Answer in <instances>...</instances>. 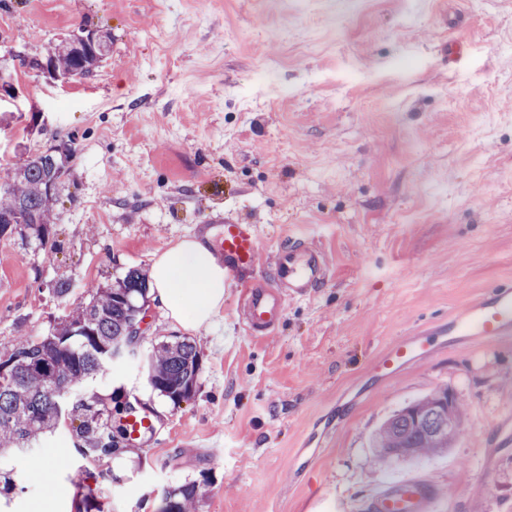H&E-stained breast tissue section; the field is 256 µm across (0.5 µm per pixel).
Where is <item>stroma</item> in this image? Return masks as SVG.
I'll return each mask as SVG.
<instances>
[{
	"label": "stroma",
	"instance_id": "stroma-1",
	"mask_svg": "<svg viewBox=\"0 0 512 512\" xmlns=\"http://www.w3.org/2000/svg\"><path fill=\"white\" fill-rule=\"evenodd\" d=\"M78 29L112 37L92 75L29 68ZM51 146L70 156L57 248L0 240V355L219 216L258 225L263 267L302 239L330 271L264 339L227 294L193 335L181 404L139 360L112 362L93 390L152 406L154 432L84 469L59 428L11 454L0 512H70L84 481L105 512H151L186 483L196 512H348L419 477L438 512H512V341L371 374L398 338L512 282V0H0V177ZM440 388L464 411L454 447L376 463L380 423Z\"/></svg>",
	"mask_w": 512,
	"mask_h": 512
}]
</instances>
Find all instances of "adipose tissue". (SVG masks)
<instances>
[{"mask_svg":"<svg viewBox=\"0 0 512 512\" xmlns=\"http://www.w3.org/2000/svg\"><path fill=\"white\" fill-rule=\"evenodd\" d=\"M150 280L155 300L187 331L209 325L224 303V266L201 238L179 240L155 254Z\"/></svg>","mask_w":512,"mask_h":512,"instance_id":"1","label":"adipose tissue"}]
</instances>
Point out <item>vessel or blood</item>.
Returning <instances> with one entry per match:
<instances>
[{
    "label": "vessel or blood",
    "instance_id": "1",
    "mask_svg": "<svg viewBox=\"0 0 512 512\" xmlns=\"http://www.w3.org/2000/svg\"><path fill=\"white\" fill-rule=\"evenodd\" d=\"M216 245L224 256L225 287L244 288L240 327L250 337L272 335L285 315L287 300L310 296L328 277L324 252L303 240L278 250L269 276H255L260 252L259 227L255 224L224 222ZM511 338L512 283L508 282L488 289L430 331L400 338L376 360L373 372L381 379L391 377L406 364L434 357L458 341L476 344ZM436 502L429 484L400 482L372 496L361 512H434Z\"/></svg>",
    "mask_w": 512,
    "mask_h": 512
}]
</instances>
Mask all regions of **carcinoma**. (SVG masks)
I'll use <instances>...</instances> for the list:
<instances>
[{
	"label": "carcinoma",
	"instance_id": "1",
	"mask_svg": "<svg viewBox=\"0 0 512 512\" xmlns=\"http://www.w3.org/2000/svg\"><path fill=\"white\" fill-rule=\"evenodd\" d=\"M111 41L101 36L81 46V34H72L51 49L45 62L60 77L87 76L104 61ZM68 168L53 151H35L0 183V216L18 212L24 223L13 225L5 236L32 244L47 254L56 249L51 238L53 206L57 198L47 185H66ZM146 277L129 271L116 288L91 290L88 302L73 309L60 325L39 340L22 339L0 361L9 380L0 383V456L22 450L56 431L60 423L71 427L76 450L87 462L116 459L130 452L126 418L149 407L138 398L112 394L113 405L87 389L111 361L112 346L130 336L148 294ZM200 356L194 341H163L145 358L149 387L178 404L197 385ZM440 389L387 418L372 438L377 461H404L442 453L459 436L463 413L456 398ZM195 485L186 483L165 493L162 512H192ZM75 512H104L89 485L79 488Z\"/></svg>",
	"mask_w": 512,
	"mask_h": 512
}]
</instances>
